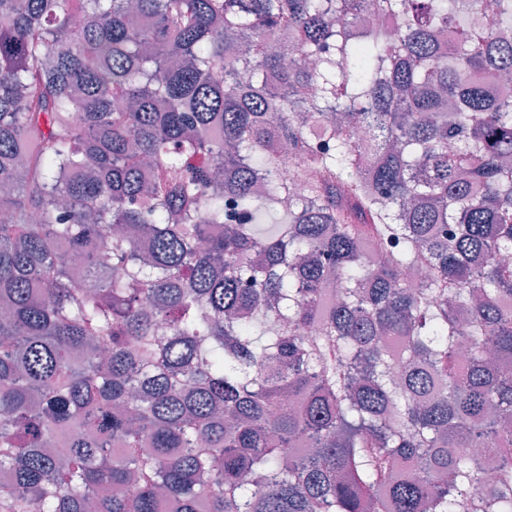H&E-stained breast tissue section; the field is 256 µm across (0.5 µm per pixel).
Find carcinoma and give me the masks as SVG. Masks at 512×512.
Here are the masks:
<instances>
[{
	"label": "carcinoma",
	"instance_id": "cac0c4a2",
	"mask_svg": "<svg viewBox=\"0 0 512 512\" xmlns=\"http://www.w3.org/2000/svg\"><path fill=\"white\" fill-rule=\"evenodd\" d=\"M509 72L512 0H0V512H512Z\"/></svg>",
	"mask_w": 512,
	"mask_h": 512
}]
</instances>
